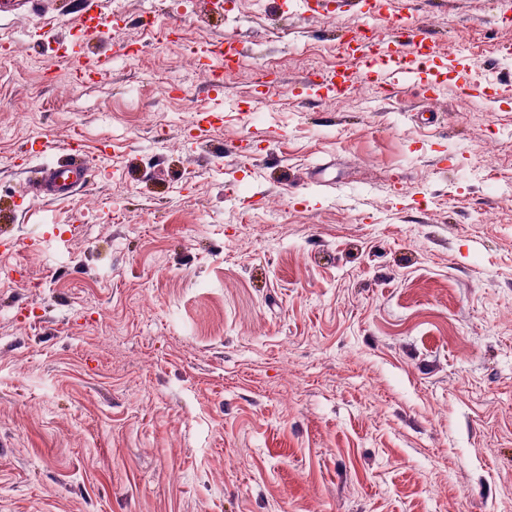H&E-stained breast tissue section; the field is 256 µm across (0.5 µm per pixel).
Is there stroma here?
<instances>
[{"label":"stroma","mask_w":512,"mask_h":512,"mask_svg":"<svg viewBox=\"0 0 512 512\" xmlns=\"http://www.w3.org/2000/svg\"><path fill=\"white\" fill-rule=\"evenodd\" d=\"M327 3L332 26L302 0L0 20L6 53L52 63L0 67V512L512 504V0H396L440 40L435 94L319 102L305 78L339 35L388 31ZM92 6L122 21L85 82L57 49ZM152 16L233 36L240 72L214 92ZM466 66L496 103L461 94ZM72 136L86 183L30 195Z\"/></svg>","instance_id":"obj_1"}]
</instances>
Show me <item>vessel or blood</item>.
Returning <instances> with one entry per match:
<instances>
[{"instance_id":"b4317fda","label":"vessel or blood","mask_w":512,"mask_h":512,"mask_svg":"<svg viewBox=\"0 0 512 512\" xmlns=\"http://www.w3.org/2000/svg\"><path fill=\"white\" fill-rule=\"evenodd\" d=\"M364 14L386 20L391 35L389 38L366 40L356 36L344 42L343 48L349 64L317 78L310 77L308 83L319 99L339 96L353 88L359 81H367L385 88L407 84H424L428 61L434 60L437 52L435 41L414 26L410 17L393 8L391 0H359ZM117 16H107L98 11H77L75 23L77 33L73 39L63 43V56L80 74L101 75L112 68L108 57L91 56L87 45L98 38L104 29L117 25ZM200 60L210 72L223 71L225 63L242 65L243 55L233 38L208 46ZM70 155L67 162L47 167L44 181L50 182L58 196L64 197L82 186L87 179V170L79 164L81 142L74 139L67 143Z\"/></svg>"}]
</instances>
